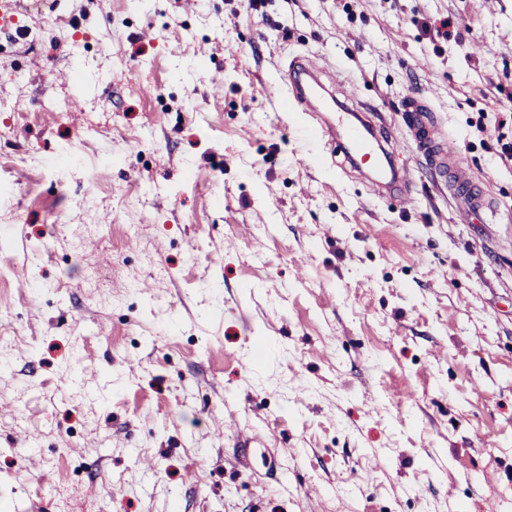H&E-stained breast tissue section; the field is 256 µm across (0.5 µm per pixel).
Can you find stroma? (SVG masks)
Returning a JSON list of instances; mask_svg holds the SVG:
<instances>
[{
    "label": "stroma",
    "mask_w": 512,
    "mask_h": 512,
    "mask_svg": "<svg viewBox=\"0 0 512 512\" xmlns=\"http://www.w3.org/2000/svg\"><path fill=\"white\" fill-rule=\"evenodd\" d=\"M181 2L24 0L0 32V512H307L308 483L512 512V0ZM295 56L387 125L412 203L298 140L266 94ZM410 95L489 211L408 141Z\"/></svg>",
    "instance_id": "1"
}]
</instances>
